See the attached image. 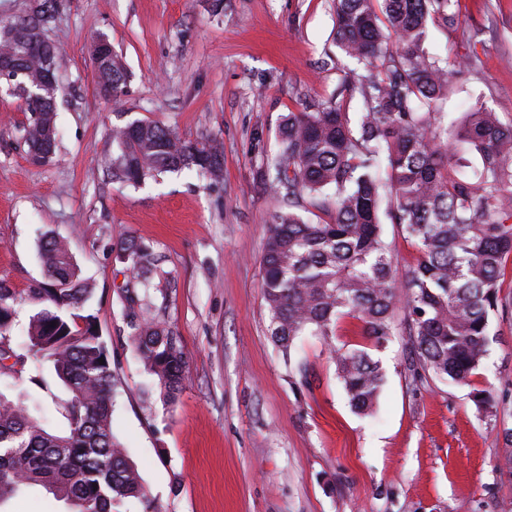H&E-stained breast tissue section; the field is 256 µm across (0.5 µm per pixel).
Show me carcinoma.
Wrapping results in <instances>:
<instances>
[{"label":"carcinoma","mask_w":512,"mask_h":512,"mask_svg":"<svg viewBox=\"0 0 512 512\" xmlns=\"http://www.w3.org/2000/svg\"><path fill=\"white\" fill-rule=\"evenodd\" d=\"M59 0H36L31 12L0 21V83L27 112L22 138L29 155L45 161L57 146L56 94L43 87L57 48L41 36ZM451 0H334L336 46L361 66L345 74L349 97L284 118L264 177L288 196V210L270 216L262 255L269 333L283 353L300 336H318L336 358L351 407L368 415L384 381L364 349L336 348L339 323L359 322L358 335L379 348L393 335V311L403 298L420 367L458 385L471 384L490 344V318L499 308L501 279L512 257V122L482 107L451 128L444 125L448 76L463 64L430 55L429 25H454ZM101 92L125 91L119 56L93 46ZM356 117L350 118L351 100ZM458 142L480 156L466 175L453 169ZM117 152L112 178L137 186L167 172L190 171L217 181L223 150L215 138L185 140L168 127L133 121L112 128ZM330 215L310 222L304 203ZM398 224L418 253L399 282L382 219ZM122 257L144 290L155 259L149 248L124 243ZM44 276L27 289L38 306L28 351L46 359L69 394L66 428L0 392V505L41 486L68 512H120L137 500L152 510L148 491L112 432L113 373L95 316L83 313L91 288L63 241H41ZM19 301L0 283V362L24 361L6 336ZM131 339L163 399L174 401L186 360L176 331L140 315L142 298L126 296Z\"/></svg>","instance_id":"cac0c4a2"}]
</instances>
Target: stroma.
Wrapping results in <instances>:
<instances>
[{"label": "stroma", "mask_w": 512, "mask_h": 512, "mask_svg": "<svg viewBox=\"0 0 512 512\" xmlns=\"http://www.w3.org/2000/svg\"><path fill=\"white\" fill-rule=\"evenodd\" d=\"M431 54L472 67L449 79V118L477 104L512 119V0H452ZM106 36L128 75L99 93L90 48ZM42 36L58 48L60 136L32 163L22 101L0 92V281L23 294L42 277L38 245L69 242L94 292L114 375L112 427L158 512H512V261L490 319V352L471 385L422 371L403 308L372 350L384 372L373 414L350 407L316 336L282 353L269 335L261 255L287 209L263 172L283 116L340 94L356 63L336 47L332 0H61ZM156 121L187 140L218 138L219 182L169 174L132 187L107 168L112 128ZM157 258L145 317L176 330L187 361L164 403L129 340L120 238ZM44 386L0 390L64 430L68 394L50 362ZM490 408H477L474 390Z\"/></svg>", "instance_id": "obj_1"}]
</instances>
